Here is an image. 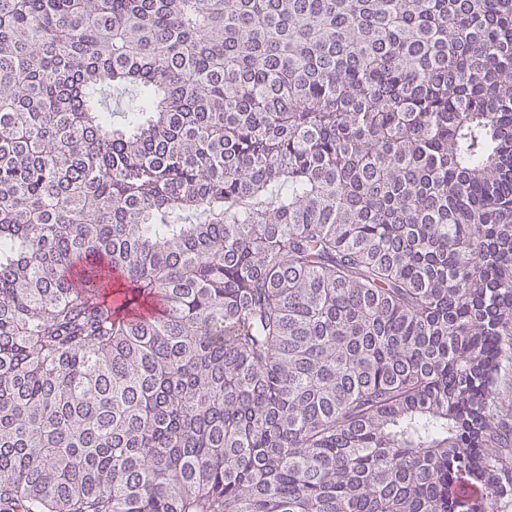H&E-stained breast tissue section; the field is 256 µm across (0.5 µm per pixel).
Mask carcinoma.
<instances>
[{"instance_id": "obj_1", "label": "carcinoma", "mask_w": 512, "mask_h": 512, "mask_svg": "<svg viewBox=\"0 0 512 512\" xmlns=\"http://www.w3.org/2000/svg\"><path fill=\"white\" fill-rule=\"evenodd\" d=\"M511 349L512 0H0V512H488Z\"/></svg>"}]
</instances>
